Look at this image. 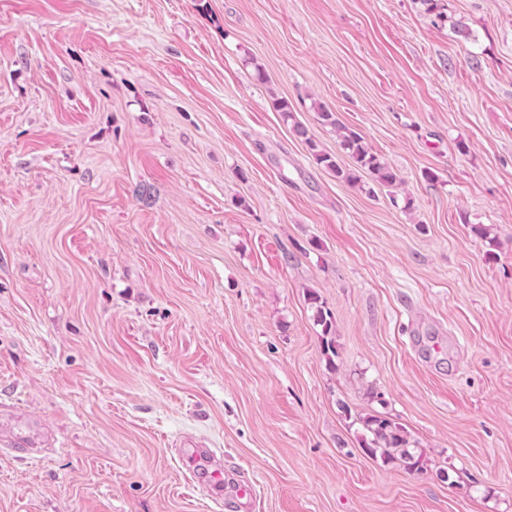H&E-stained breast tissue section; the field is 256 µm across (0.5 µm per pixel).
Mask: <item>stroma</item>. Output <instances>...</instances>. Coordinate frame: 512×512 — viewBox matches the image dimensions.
I'll use <instances>...</instances> for the list:
<instances>
[{"mask_svg": "<svg viewBox=\"0 0 512 512\" xmlns=\"http://www.w3.org/2000/svg\"><path fill=\"white\" fill-rule=\"evenodd\" d=\"M439 6L0 0V512H512V0ZM273 106L281 113L283 120L292 126L295 135L304 140L316 164L332 172L337 179L351 185H360L364 184L362 177L369 176L377 184L387 187L399 182L397 172L368 146L359 133L339 126L335 112L322 105L315 108L322 125L342 130L340 146L349 158L348 165H342L337 157L318 148L317 143L308 136L307 128L295 119L293 107L287 99H275ZM319 296L315 292L308 293V301L315 308V321L322 327V352L332 360L336 356V347L331 336H333V321L330 312L325 310L319 302ZM320 304V305H318ZM330 337V338H329ZM331 354V356H329ZM366 430L372 435L364 448L371 455L380 451L388 462L398 463L409 472L421 473L420 460L407 448L408 441L403 430L391 419L382 415H370L363 420Z\"/></svg>", "mask_w": 512, "mask_h": 512, "instance_id": "1", "label": "stroma"}]
</instances>
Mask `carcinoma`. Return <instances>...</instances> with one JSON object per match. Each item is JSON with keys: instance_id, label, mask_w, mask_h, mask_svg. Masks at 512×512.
I'll use <instances>...</instances> for the list:
<instances>
[{"instance_id": "1", "label": "carcinoma", "mask_w": 512, "mask_h": 512, "mask_svg": "<svg viewBox=\"0 0 512 512\" xmlns=\"http://www.w3.org/2000/svg\"><path fill=\"white\" fill-rule=\"evenodd\" d=\"M276 111L281 113L284 121L290 124L296 136L306 143L316 164L332 172L337 179L351 185L363 183L362 177L368 176L381 186H393L399 182L397 172L383 158L375 153L357 132L339 126L336 114L322 105L316 107L317 118L324 126H332L341 131L340 146L349 158V164L343 165L338 158L320 150L317 143L308 136V130L299 123L293 114L291 103L283 98L273 102ZM308 301L315 308V321L322 327V352L336 356L333 339V321L330 312L319 305V296L308 293ZM366 430L372 435L366 450L371 455L381 453L388 462H395L409 472H422L420 460L407 448L408 441L403 430L391 419L382 415H370L363 420Z\"/></svg>"}]
</instances>
